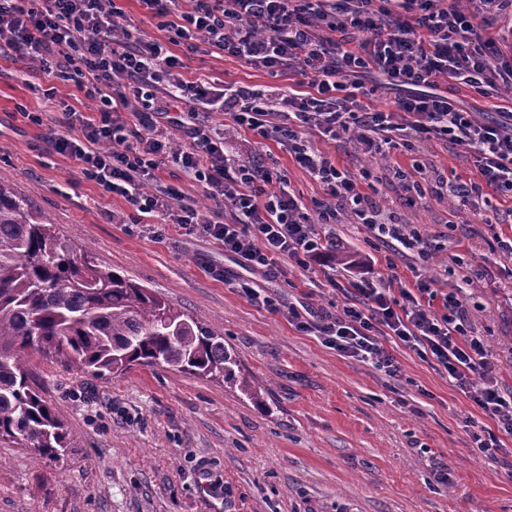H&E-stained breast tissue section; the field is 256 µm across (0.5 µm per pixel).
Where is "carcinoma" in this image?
Wrapping results in <instances>:
<instances>
[{
    "mask_svg": "<svg viewBox=\"0 0 512 512\" xmlns=\"http://www.w3.org/2000/svg\"><path fill=\"white\" fill-rule=\"evenodd\" d=\"M39 356L101 376L173 367L239 382L224 339L124 274L59 241L0 177V442L59 461L70 432L34 385Z\"/></svg>",
    "mask_w": 512,
    "mask_h": 512,
    "instance_id": "1",
    "label": "carcinoma"
}]
</instances>
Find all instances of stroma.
Returning a JSON list of instances; mask_svg holds the SVG:
<instances>
[{"label":"stroma","instance_id":"1","mask_svg":"<svg viewBox=\"0 0 512 512\" xmlns=\"http://www.w3.org/2000/svg\"><path fill=\"white\" fill-rule=\"evenodd\" d=\"M174 52L188 80L264 90L289 83L288 75L208 53L203 44ZM51 87L55 98L44 97ZM69 108L97 116L74 82L0 52V175L63 242L223 337L263 400L171 368L107 378L37 358L35 382L73 446L48 464L33 449L0 444V512H512V437L501 436L496 463L475 448L472 433L496 425L441 366L391 341L401 366L392 379L300 331L287 312L252 303L231 285L242 269L220 242L173 225L155 232L56 152L52 139ZM234 145L286 174L304 201L322 198L282 145ZM321 148L351 170H370L381 206L423 235L428 254H397L344 212L329 233L361 270L392 278L393 293L419 281L445 289L464 283L468 332L484 339L512 390V254L497 244L512 237V207L462 205L430 191L408 199L394 172L416 161L431 179L475 178L472 161L450 143L418 141L384 157L342 141ZM283 266L285 276L252 280L319 316L336 315L355 297L345 267Z\"/></svg>","mask_w":512,"mask_h":512}]
</instances>
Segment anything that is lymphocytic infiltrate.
Returning a JSON list of instances; mask_svg holds the SVG:
<instances>
[{"label": "lymphocytic infiltrate", "mask_w": 512, "mask_h": 512, "mask_svg": "<svg viewBox=\"0 0 512 512\" xmlns=\"http://www.w3.org/2000/svg\"><path fill=\"white\" fill-rule=\"evenodd\" d=\"M171 34L161 42L139 28H119L114 0H0V46L38 60L43 71L75 82L96 105L98 119L64 112L66 134L54 149L81 163L103 192L120 195L145 218H172L189 233L220 241L240 267L270 277L291 259L302 269L327 258L324 226L339 211L355 216L386 245L424 254L419 233L384 214L368 191V171L352 172L320 150L316 138H347L356 149L385 154L399 142L441 140L472 157L476 181L441 183V195L468 202L512 200V110L485 122L461 110L441 81L497 98L512 87V16L505 0H141ZM198 39L218 54L255 69L284 71L297 87L264 91L245 86L211 89L182 77L171 52ZM381 75L401 93L388 108L365 105L375 94L367 74ZM176 111L188 122L184 146L161 123ZM134 113L130 131L123 113ZM212 112L229 114L231 128L209 125ZM273 140L324 193L315 211L291 191L286 176L254 156L228 151L230 132ZM205 185L214 207L200 213L163 186L165 162ZM276 192H268L270 184ZM232 213L224 223V213ZM358 300L336 317H306L286 309L299 328L342 355L396 376L393 337L432 357L456 387L491 418L497 433H473L481 451L495 453L499 434L512 436V392L498 383L497 365L481 337L468 335L459 292L426 283L393 296L389 286L352 281Z\"/></svg>", "instance_id": "lymphocytic-infiltrate-1"}]
</instances>
